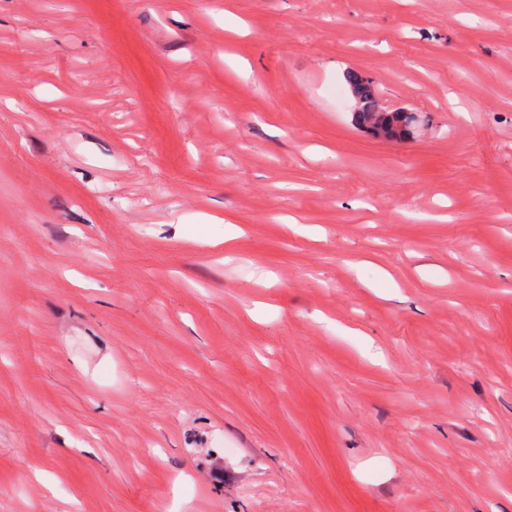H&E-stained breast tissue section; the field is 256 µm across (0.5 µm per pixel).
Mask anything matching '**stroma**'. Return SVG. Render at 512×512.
Masks as SVG:
<instances>
[{
  "instance_id": "stroma-1",
  "label": "stroma",
  "mask_w": 512,
  "mask_h": 512,
  "mask_svg": "<svg viewBox=\"0 0 512 512\" xmlns=\"http://www.w3.org/2000/svg\"><path fill=\"white\" fill-rule=\"evenodd\" d=\"M0 512H512V0H0ZM346 79L358 104V112H355V121L358 125H364L368 119L380 116L384 122H394L397 127L401 128V140L413 137V116L407 112H380L374 93L375 90L368 79L354 72L348 73Z\"/></svg>"
}]
</instances>
